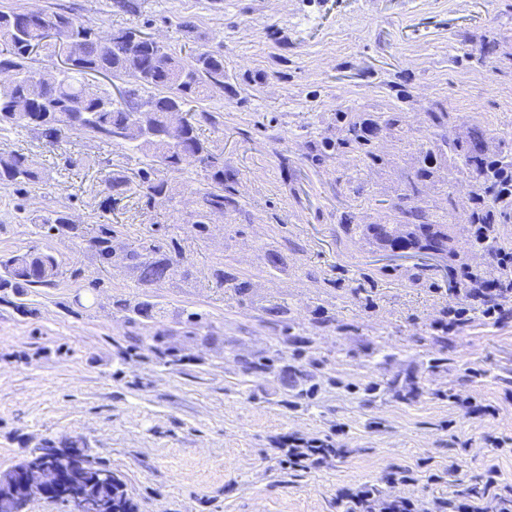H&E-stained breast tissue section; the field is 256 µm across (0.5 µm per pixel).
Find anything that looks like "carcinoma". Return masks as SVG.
Wrapping results in <instances>:
<instances>
[{
  "label": "carcinoma",
  "mask_w": 512,
  "mask_h": 512,
  "mask_svg": "<svg viewBox=\"0 0 512 512\" xmlns=\"http://www.w3.org/2000/svg\"><path fill=\"white\" fill-rule=\"evenodd\" d=\"M50 22L67 30L76 40V55L70 68L62 71L51 83L35 81L38 69L32 66L40 55L52 57L58 47L41 42V25L24 11L0 12V82L10 84V91H0V131L12 129L36 130L50 143L57 142L66 132L78 130L94 138L110 141L122 148L136 150L145 158L139 180L134 182L116 173L105 179L108 199L128 192L139 193L147 202L171 200L176 194L172 175L185 166L200 164L206 172V184L199 190L200 207L191 215L193 229L208 230L211 216L238 208L233 180L224 172V159L213 152L210 143L200 137L198 125L217 124L211 112H198L194 120H185L180 130L179 144L172 146L159 133L165 131L169 114L178 110L191 111V104L210 88H224V55L218 51H197L185 59L163 45L139 40L141 32L127 28L112 34L108 43L98 39L97 26L67 14H47ZM89 71H105L114 78L134 71L140 79L135 94L147 108L139 111L125 100L100 88L87 86L84 75ZM344 135L333 139L323 136L311 142V161L317 165L332 156L356 153L374 165L383 163L377 151L379 140L405 133L404 116L400 112H380L376 115L345 112L340 116ZM457 117L451 112L428 113V126L435 136L430 147L420 148V165L408 180L406 192L397 196L392 206L390 223L358 224L356 229L367 241L385 249H434L448 257L463 273L475 278L496 277L502 268L492 273L471 267L466 253L450 243L448 225L433 220L423 210L410 206L411 195L418 184L430 180L443 160H448V177L463 176L473 184L471 204L466 223L481 228L470 242V249L492 257L512 247L501 233V225L512 224V146L489 150L488 142L494 130L474 124L464 137L455 134ZM160 166L169 177H154V167ZM42 180V173L33 167L22 153L0 148V184L23 189ZM48 231L67 234L78 240L79 248L105 267L121 263L136 273L138 282L146 288L159 286L175 279L182 258L172 255L146 239H139L121 251L112 245V225H100L96 234L87 237L79 225L61 211H49L38 216ZM64 264L58 256L43 249L0 254V291L20 299L33 288L55 285L64 274ZM217 286H228L238 295H245L247 285L222 270H215ZM116 306L129 312L128 319L154 323L160 315L158 302L152 296L131 306L124 300ZM71 448L82 451L83 469L71 477L73 488L99 499L107 512H125L121 483L113 478L101 484L95 477L104 471L85 454L78 440L68 441ZM57 444L45 442L38 454L31 457L58 468L66 469L70 459L56 452Z\"/></svg>",
  "instance_id": "obj_1"
}]
</instances>
